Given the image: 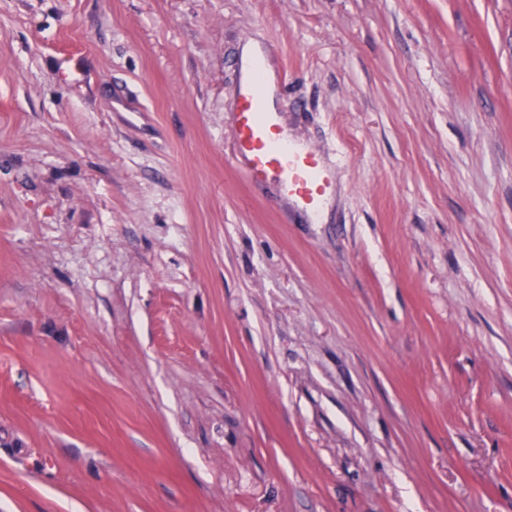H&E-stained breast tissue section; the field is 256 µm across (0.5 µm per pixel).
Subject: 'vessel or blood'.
<instances>
[{"mask_svg": "<svg viewBox=\"0 0 512 512\" xmlns=\"http://www.w3.org/2000/svg\"><path fill=\"white\" fill-rule=\"evenodd\" d=\"M261 77L256 66L240 80L234 154L246 160L248 181L276 180L284 195L316 211L330 187L320 154L289 144L286 131L265 106Z\"/></svg>", "mask_w": 512, "mask_h": 512, "instance_id": "obj_1", "label": "vessel or blood"}]
</instances>
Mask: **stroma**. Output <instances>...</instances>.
Wrapping results in <instances>:
<instances>
[{"label":"stroma","instance_id":"stroma-1","mask_svg":"<svg viewBox=\"0 0 512 512\" xmlns=\"http://www.w3.org/2000/svg\"><path fill=\"white\" fill-rule=\"evenodd\" d=\"M0 512H512V0H0ZM242 69L254 58L265 62V102L260 64L240 77L234 156L247 161L245 178L253 183L274 179L282 193L295 199L305 209L315 212L330 187L323 172L319 152L299 149L288 143V134L273 112L275 78L266 52L257 41L242 49Z\"/></svg>","mask_w":512,"mask_h":512}]
</instances>
